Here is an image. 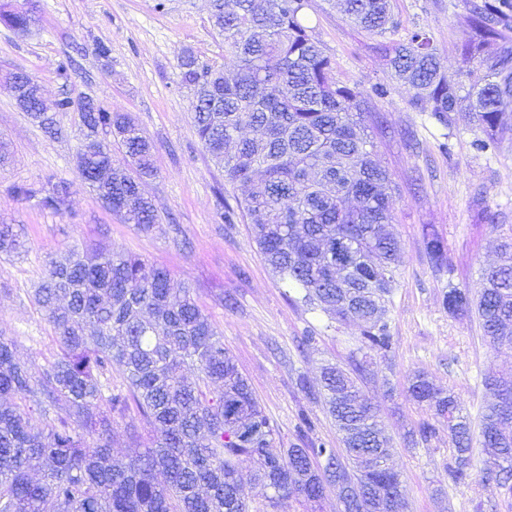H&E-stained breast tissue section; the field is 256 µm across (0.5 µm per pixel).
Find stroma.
I'll list each match as a JSON object with an SVG mask.
<instances>
[{
  "label": "stroma",
  "mask_w": 512,
  "mask_h": 512,
  "mask_svg": "<svg viewBox=\"0 0 512 512\" xmlns=\"http://www.w3.org/2000/svg\"><path fill=\"white\" fill-rule=\"evenodd\" d=\"M27 5L39 23L25 36L0 22V73L21 69L58 100L86 95L111 112L130 114L155 146V177L143 184L164 228L137 232L104 207L80 173L84 128L77 108L55 113L57 138L48 137L17 106L0 83V137L13 159L0 169V222L20 226L24 246L0 258V337L40 373L58 352L52 331L31 302L48 257L76 247L101 246L166 269L173 287L189 285L210 321L224 336L257 399L278 429L275 448L297 441L300 414H308L314 437L340 445L341 435L322 401L298 386L306 378L322 386V368L349 367L357 358L362 326L332 322L300 302L265 262L242 219H220L221 201L232 195L221 166L205 152L194 128L193 94L183 84L179 56L191 50L211 65L224 63L227 48L210 21V0H0L1 7ZM401 21L394 33L376 37L349 24L334 0H309L307 23L336 61L339 80L370 96L383 125L376 151L396 186L391 231L401 243L400 285L387 314L388 353H371L362 388L379 411L391 438L390 463L401 475L405 512H512V493L479 473L461 484L448 479L452 445L448 426L416 401L408 387L421 373L452 393L471 423L492 401L483 380L512 369V352L494 353L478 322L442 305L450 287L478 295L481 269L497 259L501 237L512 235V114L494 153L476 151L480 132L467 120L437 125L413 108V88L394 78L385 45L422 29L452 75L465 69L462 49L470 36L463 0H394ZM111 49L95 53L97 43ZM384 96H376V86ZM66 180L70 196L59 212L19 200L17 184L41 187ZM448 248V266L437 269L425 246V228ZM314 332L307 349L299 341ZM435 422L428 441L408 446V432Z\"/></svg>",
  "instance_id": "35a3bbf8"
}]
</instances>
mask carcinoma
Here are the masks:
<instances>
[{"mask_svg":"<svg viewBox=\"0 0 512 512\" xmlns=\"http://www.w3.org/2000/svg\"><path fill=\"white\" fill-rule=\"evenodd\" d=\"M356 27L376 36L396 31L392 0H339ZM471 36L463 47L468 83L442 69L431 37L410 33L388 50L394 75L417 90L412 105L450 129L458 119L483 137L479 151L498 148L503 116L512 112V0H464ZM308 0H224L213 28L224 38V65L195 67L184 53L182 82L194 91L193 122L206 152L224 167L228 183L248 186L226 205L228 217L252 225L260 251L280 280L302 300L337 322L364 324L361 347L387 353L392 336L386 316L398 280L400 242L392 223L391 179L375 159L365 121L377 117L354 86L336 79V62L304 24ZM0 18L19 32L35 18L27 11ZM501 46L490 57L484 50ZM81 110L93 139L81 150V176L112 213L144 234L161 221L142 183L156 175L153 146L128 115L91 99L66 96L56 110ZM129 169L115 166L112 148ZM45 210L66 205L63 180L34 190L14 187ZM430 260L447 263V247L433 229L424 232ZM353 256L352 268L336 270V243ZM19 247L10 224H0V254ZM505 259L484 269L477 299L452 287L443 305L454 315L473 313L494 351L512 349V240ZM34 289L33 304L59 346L56 359L34 375L0 338V512H248L238 472L253 467L270 490L271 512L285 502L320 499L331 468L342 465L338 449L312 439L314 422L299 415L301 447L271 451L276 429L247 379L224 348L223 337L198 306L191 289L172 298L167 270H145L141 259L114 250L73 252L50 259ZM198 370L190 382L183 371ZM125 387L112 390V370ZM365 366L323 368V397L342 433L350 483L384 492L385 509H405L400 475L387 462L390 438L377 408L357 382ZM497 402L480 417L482 477L512 480V375L484 380ZM411 395L448 423L453 445L448 477L461 483L473 466L470 420L460 402L421 374ZM39 408L32 421L25 403ZM136 408L127 424L131 452L112 455L113 425ZM150 428L155 447L138 448ZM42 472L36 480L32 472Z\"/></svg>","mask_w":512,"mask_h":512,"instance_id":"1","label":"carcinoma"}]
</instances>
